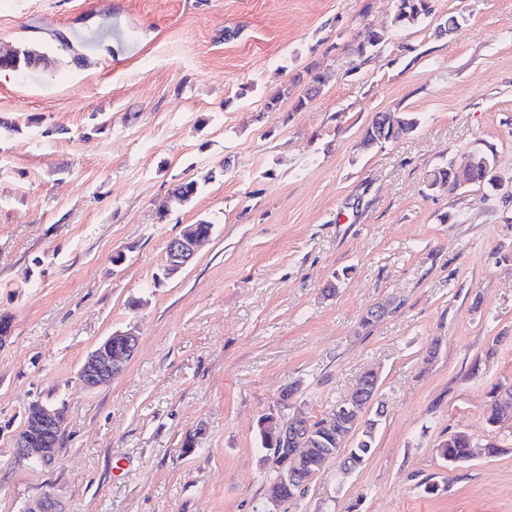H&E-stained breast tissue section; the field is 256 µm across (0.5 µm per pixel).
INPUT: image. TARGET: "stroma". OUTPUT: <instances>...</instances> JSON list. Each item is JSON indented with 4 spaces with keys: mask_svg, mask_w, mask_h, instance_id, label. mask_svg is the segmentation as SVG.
<instances>
[{
    "mask_svg": "<svg viewBox=\"0 0 512 512\" xmlns=\"http://www.w3.org/2000/svg\"><path fill=\"white\" fill-rule=\"evenodd\" d=\"M391 13L0 0V46L53 61L0 78V512L47 493L58 512H512V429L485 417L512 383V198L428 186L489 147L512 182V0H437L404 30ZM115 20L132 46L96 40ZM366 24L388 41L363 61ZM314 73L320 95L296 108ZM378 112L420 125L362 150ZM190 179L193 202L160 215ZM202 220L209 241L164 277L169 239ZM128 330L123 373L84 388L86 355ZM370 370L385 409L371 454L269 502L259 420L292 383L318 420ZM36 401L65 418L47 465L12 448ZM458 432L499 451L447 463Z\"/></svg>",
    "mask_w": 512,
    "mask_h": 512,
    "instance_id": "obj_1",
    "label": "stroma"
}]
</instances>
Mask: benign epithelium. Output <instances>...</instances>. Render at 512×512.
Here are the masks:
<instances>
[{"instance_id": "benign-epithelium-1", "label": "benign epithelium", "mask_w": 512, "mask_h": 512, "mask_svg": "<svg viewBox=\"0 0 512 512\" xmlns=\"http://www.w3.org/2000/svg\"><path fill=\"white\" fill-rule=\"evenodd\" d=\"M208 238L209 235L199 232L197 224L186 226L181 233L171 238L167 244V271L175 274L183 269ZM137 345L138 336L132 332L113 333L87 355L79 370V381L87 389H97L109 384L123 372ZM378 382L377 373L365 375L362 382L342 401V409L354 415L353 422L356 423L365 416V408L378 393ZM276 426L283 440L295 449L289 463L277 456L273 457L280 479L293 481L303 472V482H308L315 471L305 465L302 456L303 449L308 447L310 435L306 417L297 410L287 421L276 422ZM61 431L60 413L40 402L34 403L13 440L15 455L26 461L44 464L52 462L56 455L55 439Z\"/></svg>"}]
</instances>
